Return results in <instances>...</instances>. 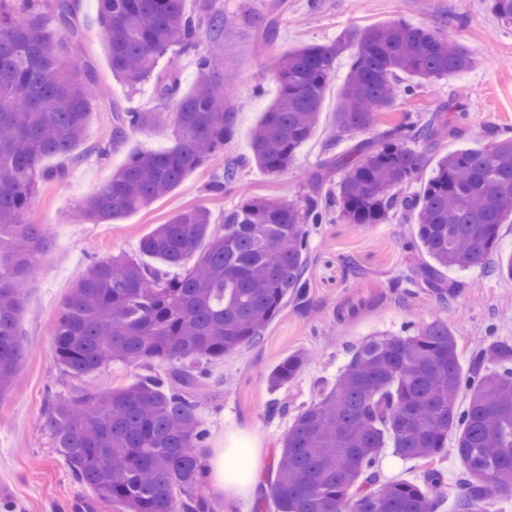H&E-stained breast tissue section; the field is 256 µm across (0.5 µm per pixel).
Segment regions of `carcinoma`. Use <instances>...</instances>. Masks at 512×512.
I'll use <instances>...</instances> for the list:
<instances>
[{
	"mask_svg": "<svg viewBox=\"0 0 512 512\" xmlns=\"http://www.w3.org/2000/svg\"><path fill=\"white\" fill-rule=\"evenodd\" d=\"M112 75L135 90L155 83L159 104L150 112L114 111L112 139L162 125L174 116V145L131 155L75 214L76 220L117 221L149 208L174 190L234 135L237 112L224 70L201 54L192 88L180 91L173 66L159 59L198 45L199 21L185 0H98ZM512 24V0H490ZM15 17L0 0V396L14 384L23 355L18 329L22 283L48 245L42 224H23L41 182L60 173L42 166L86 136L92 109L102 102L93 68L80 64V21L74 0L28 3ZM213 38L228 18L218 0L204 4ZM71 41L61 50L46 19ZM354 50L341 89L334 145L345 135L373 130L396 96H412L410 76L432 83L472 68L474 59L435 30L404 22L346 32L330 45H307L276 61L277 97L250 135L251 156L230 163L213 188L234 184L255 164L276 175L319 126L324 91L336 57ZM445 128L442 116L396 124L381 141L357 145L336 190L304 204L247 198L224 211L215 228L204 207L158 224L141 243L149 264L124 254L95 259L66 299L54 326L56 360L83 378L113 362L147 367L120 388L77 390L46 404L43 426L77 482L126 512H213L199 493L205 477L201 449L208 429L199 418L207 365L256 343L267 324L305 288L309 224L331 210L350 224H382L401 213L415 224L413 249L432 260L416 283L445 302L444 269L477 268L512 277V257L497 254L501 224L512 218V136H495L479 149L450 152L411 194L423 166L416 149ZM192 265H187L189 260ZM184 267L181 275L171 267ZM306 362L292 354L269 376L276 390ZM468 404L458 405L460 392ZM454 436L448 448V436ZM405 459L453 451L463 466L454 512H485L495 493L512 494V341L492 340L469 367L448 322L436 320L407 335L370 338L317 400L302 410L281 440L272 494L278 512H440L444 475L427 472L421 484L381 483V450Z\"/></svg>",
	"mask_w": 512,
	"mask_h": 512,
	"instance_id": "carcinoma-1",
	"label": "carcinoma"
}]
</instances>
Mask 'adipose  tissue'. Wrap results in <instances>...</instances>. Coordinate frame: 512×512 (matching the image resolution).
Returning a JSON list of instances; mask_svg holds the SVG:
<instances>
[{
    "label": "adipose tissue",
    "instance_id": "ef3b65f1",
    "mask_svg": "<svg viewBox=\"0 0 512 512\" xmlns=\"http://www.w3.org/2000/svg\"><path fill=\"white\" fill-rule=\"evenodd\" d=\"M202 454L208 481L227 498L247 496L263 467L255 444L232 432L225 433L223 447L206 448Z\"/></svg>",
    "mask_w": 512,
    "mask_h": 512
}]
</instances>
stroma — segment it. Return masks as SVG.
Instances as JSON below:
<instances>
[{"label": "stroma", "instance_id": "1", "mask_svg": "<svg viewBox=\"0 0 512 512\" xmlns=\"http://www.w3.org/2000/svg\"><path fill=\"white\" fill-rule=\"evenodd\" d=\"M224 11L235 16V23L218 41L208 30H200L197 51L223 57L224 75L231 79V96L239 105L236 130L223 154L189 173L148 209L114 224H80L73 218L75 211L108 181L113 169L133 153L164 150L174 140L169 125L131 131L113 142L107 157L97 156L96 144L112 142V108L145 112L155 109L158 99L153 82L132 91L113 77L97 2L77 4L83 58L94 67L98 81L109 87L111 102L94 108L82 143L67 155L45 159V167L62 176L41 184L22 216L23 223L47 225L50 239L23 286L24 355L15 384L0 395V498L12 500L16 512H123L120 503L100 500L91 487L77 483L48 434L35 428L47 397L69 394L78 385L120 388L140 372L139 367L115 363L99 375L79 380L55 359V322L92 259L119 252L139 256L141 240L156 225L199 206L206 207L218 224L225 210L245 197L302 202L315 188L335 186L341 160L355 159L361 135L344 137L332 147L326 140L352 63L347 51L339 57L336 78L325 92L320 128L298 150L290 169L272 177L252 165L242 170L239 183L225 187L223 193L212 192L214 176L225 163L250 153L251 130L279 91L274 67L280 55L303 45L333 43L341 32L369 25L404 21L435 29L466 47L475 66L419 88L414 97L398 98L377 123L376 132L393 123H420L433 112L446 110L449 132L420 147L424 180L448 152L487 144L494 129L512 134V25L497 19L489 0H224ZM272 13L279 28L268 37L262 20ZM197 53L180 59L183 88L193 82ZM412 233V220L399 214L382 224H351L334 215L313 226L302 298L289 299L257 344L211 363L200 408L210 430L208 447L223 446L225 433L233 431L255 442L265 460L251 497L227 500L210 486L202 487L214 512H277L271 486L281 440L297 413L314 402L320 384L340 374L352 346L436 319L447 320L465 363L490 339L512 340V278L480 270L444 272V285L450 290L444 303L426 288L395 287V280L416 277L429 261L425 252L406 249ZM297 352L308 358L301 373L279 391H270L269 373ZM277 400L288 410L270 414L269 407ZM378 469L382 480L413 483L429 470H441L448 500L456 498L461 464L455 456L405 460L386 448Z\"/></svg>", "mask_w": 512, "mask_h": 512}]
</instances>
